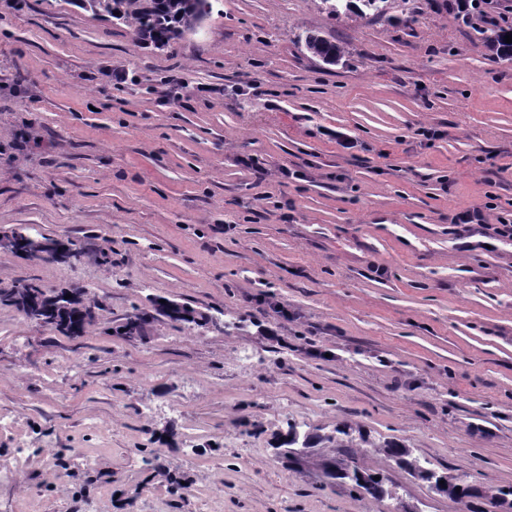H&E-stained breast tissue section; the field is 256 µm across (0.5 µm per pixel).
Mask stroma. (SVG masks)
Wrapping results in <instances>:
<instances>
[{
    "instance_id": "stroma-1",
    "label": "stroma",
    "mask_w": 512,
    "mask_h": 512,
    "mask_svg": "<svg viewBox=\"0 0 512 512\" xmlns=\"http://www.w3.org/2000/svg\"><path fill=\"white\" fill-rule=\"evenodd\" d=\"M211 3L159 47L79 0H0V235L84 252L0 248V288L99 304L79 336L0 304V458L41 452L0 512H512V245L454 221L512 213V57L480 35L512 0ZM343 423L390 497L276 459L289 425ZM304 47L312 56L334 64L342 54L339 44L332 42L319 33H308L304 39ZM44 240L34 239L26 234L18 236H8L0 238V247L11 250L16 255L28 258L29 253H34L38 256H47L57 259H66L69 249L67 240H51L45 238ZM37 249V251L31 250ZM381 447L395 460L399 467L411 471L419 479L430 483L433 482L434 485L439 480H444V484H446L448 488V494L453 496H470V489L467 486L456 481L453 482L455 478L439 475L434 470L424 466L418 459L411 456L409 448H406L404 445L395 441H386ZM457 487H460V492H456Z\"/></svg>"
}]
</instances>
